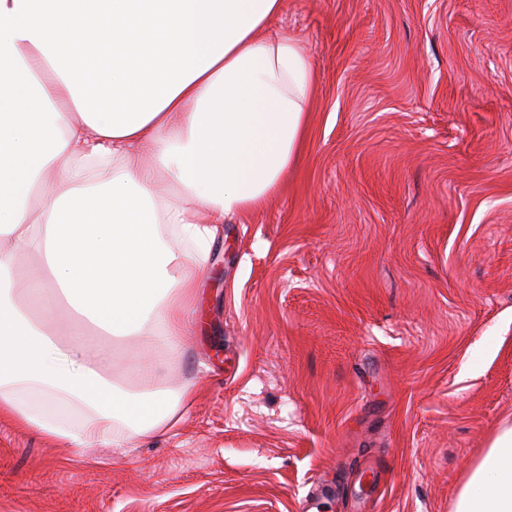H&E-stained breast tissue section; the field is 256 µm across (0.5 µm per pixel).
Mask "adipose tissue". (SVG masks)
Segmentation results:
<instances>
[{
    "instance_id": "ef3b65f1",
    "label": "adipose tissue",
    "mask_w": 512,
    "mask_h": 512,
    "mask_svg": "<svg viewBox=\"0 0 512 512\" xmlns=\"http://www.w3.org/2000/svg\"><path fill=\"white\" fill-rule=\"evenodd\" d=\"M283 0H0V415L84 450L173 428L225 217L297 160L314 86ZM139 339L138 386L95 337ZM454 512H512V426Z\"/></svg>"
}]
</instances>
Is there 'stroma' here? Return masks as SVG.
Masks as SVG:
<instances>
[{
    "label": "stroma",
    "mask_w": 512,
    "mask_h": 512,
    "mask_svg": "<svg viewBox=\"0 0 512 512\" xmlns=\"http://www.w3.org/2000/svg\"><path fill=\"white\" fill-rule=\"evenodd\" d=\"M299 161L225 219L180 422L81 451L0 418V512H454L512 425V0H284ZM375 490L360 491L366 461Z\"/></svg>",
    "instance_id": "stroma-1"
}]
</instances>
